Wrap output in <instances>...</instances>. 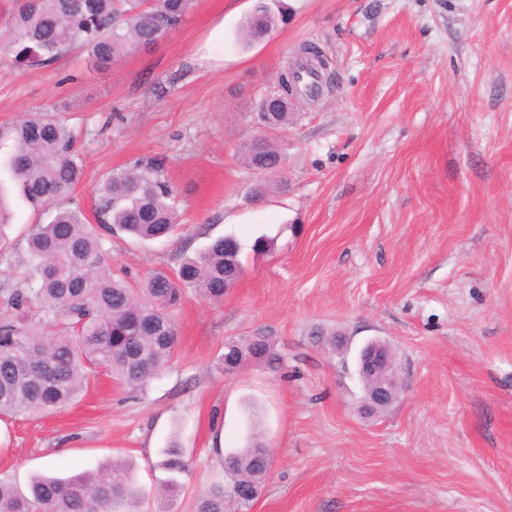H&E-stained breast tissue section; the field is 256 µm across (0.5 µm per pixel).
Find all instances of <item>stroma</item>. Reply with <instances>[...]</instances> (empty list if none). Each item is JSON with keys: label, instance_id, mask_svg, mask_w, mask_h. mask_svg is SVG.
Masks as SVG:
<instances>
[{"label": "stroma", "instance_id": "obj_1", "mask_svg": "<svg viewBox=\"0 0 512 512\" xmlns=\"http://www.w3.org/2000/svg\"><path fill=\"white\" fill-rule=\"evenodd\" d=\"M261 1L275 26L242 49ZM306 46L329 86L290 96L288 125L266 129L261 99ZM46 111L75 131L86 214L97 181L144 156L179 192L181 233L114 236L109 263L142 279L232 234L244 273L223 301L185 293L177 349L145 393L101 369L61 412L0 419V480L123 458L153 488L174 440L183 489L143 512H195L225 455L253 442L273 462L251 512H512V0H195L105 69L78 48L43 68L0 53V128ZM260 138L277 173L244 163ZM263 234L273 250L253 252ZM318 329L355 351L387 342L397 399L365 417L354 361L315 346ZM258 331L285 368L224 374L225 341Z\"/></svg>", "mask_w": 512, "mask_h": 512}]
</instances>
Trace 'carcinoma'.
Listing matches in <instances>:
<instances>
[{"instance_id":"carcinoma-1","label":"carcinoma","mask_w":512,"mask_h":512,"mask_svg":"<svg viewBox=\"0 0 512 512\" xmlns=\"http://www.w3.org/2000/svg\"><path fill=\"white\" fill-rule=\"evenodd\" d=\"M193 0H14L6 50L14 62L49 66L79 46L88 61L105 68L130 52L162 39L184 21ZM243 25L242 43L254 42L274 20L259 10ZM12 151L0 161L7 180L33 206H53L46 223L31 225L15 256L20 275L0 284V418L56 413L74 402L89 376L103 367L122 384L143 391L167 368L178 343L172 316L188 289L211 300L224 298V270L243 269V245L234 235L211 239L182 256L174 274L154 271L130 282L121 268L104 266L103 236L124 233L141 241L168 239L180 229L177 194L161 160L140 158L109 173L97 186L91 227L81 207L63 206L82 182L84 168L68 125L50 113H31L3 132ZM254 170L274 157L251 146L244 157ZM224 344L221 364L261 365L277 371L284 355L276 337L261 333ZM314 343L345 357L349 342L318 331ZM165 485L152 492L137 484L129 467L115 461L65 477H35L22 492L0 482V512H141L151 496L171 497L188 470L183 450H164ZM231 483L201 492L195 512H251L244 487L262 490L268 474L263 449L229 454Z\"/></svg>"}]
</instances>
